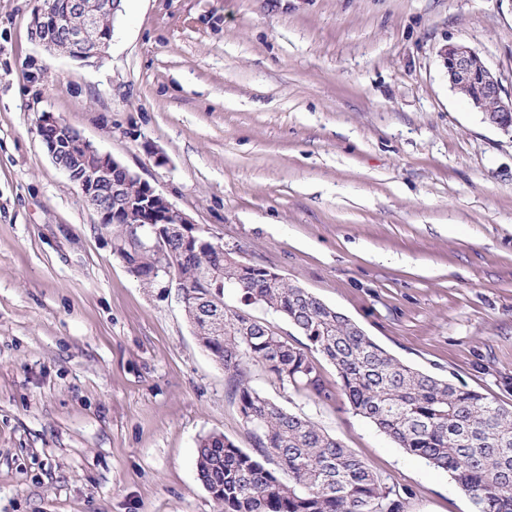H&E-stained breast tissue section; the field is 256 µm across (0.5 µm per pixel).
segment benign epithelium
Segmentation results:
<instances>
[{
	"label": "benign epithelium",
	"mask_w": 512,
	"mask_h": 512,
	"mask_svg": "<svg viewBox=\"0 0 512 512\" xmlns=\"http://www.w3.org/2000/svg\"><path fill=\"white\" fill-rule=\"evenodd\" d=\"M118 10L119 0H70L68 14L79 16L78 22L71 24L56 15L54 0H43L32 13L30 37L50 56L62 52L78 60L102 58L107 54L111 37L101 38L100 18L105 13L113 17ZM442 57L450 88L465 96L485 122L512 135V95H504L501 81L483 57L465 43L448 44ZM36 133L53 162L71 183L79 185L85 204L101 221H107L115 212L122 215L124 223L146 228L159 245L174 229L189 246L222 247L208 228L195 223L151 186L147 203L137 205L125 200L116 174L126 175L128 169L54 113L40 115ZM107 185L112 188L108 197L101 195V188ZM181 301L187 313L191 311L217 324L224 322V306L218 301L207 306L199 302L193 305L185 295Z\"/></svg>",
	"instance_id": "1"
}]
</instances>
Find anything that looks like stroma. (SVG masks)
Instances as JSON below:
<instances>
[{
	"label": "stroma",
	"mask_w": 512,
	"mask_h": 512,
	"mask_svg": "<svg viewBox=\"0 0 512 512\" xmlns=\"http://www.w3.org/2000/svg\"><path fill=\"white\" fill-rule=\"evenodd\" d=\"M36 4L0 0V512H219L199 441L253 449L233 377L51 160L44 112L401 362L512 406V136L441 58L466 43L512 93V0H126L106 57L86 60L31 40ZM224 301L303 343L234 289ZM315 361L332 400L255 363L244 380L407 512H474Z\"/></svg>",
	"instance_id": "stroma-1"
}]
</instances>
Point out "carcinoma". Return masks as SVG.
Returning <instances> with one entry per match:
<instances>
[{
	"label": "carcinoma",
	"mask_w": 512,
	"mask_h": 512,
	"mask_svg": "<svg viewBox=\"0 0 512 512\" xmlns=\"http://www.w3.org/2000/svg\"><path fill=\"white\" fill-rule=\"evenodd\" d=\"M144 244L134 270L148 278L153 240ZM164 248L174 254L173 278L194 300L217 297L206 287L212 278L237 289L247 304L282 316L306 338L291 345L250 314L227 307L221 333L195 318L194 335L227 372L240 377L247 365L261 364L306 397L324 400L330 391L310 356L318 352L336 367L355 414L449 472L475 512H512V407L402 363L348 316L271 269L223 249L185 250L176 237ZM236 392L254 452L218 434L197 448L198 477L221 512H406L405 499L341 441L241 380Z\"/></svg>",
	"instance_id": "cac0c4a2"
}]
</instances>
